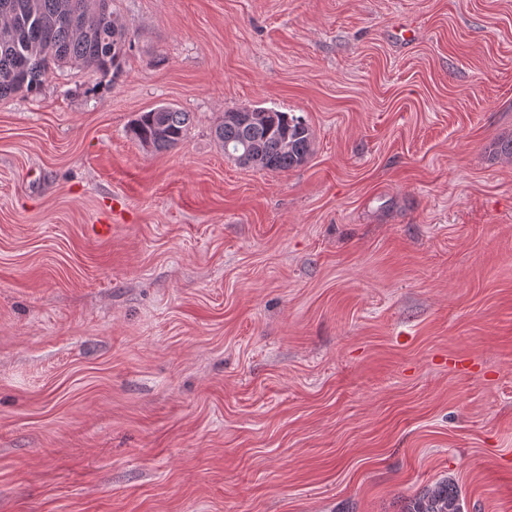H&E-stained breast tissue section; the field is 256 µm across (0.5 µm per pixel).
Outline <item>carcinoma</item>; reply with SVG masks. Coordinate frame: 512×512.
<instances>
[{
  "instance_id": "cac0c4a2",
  "label": "carcinoma",
  "mask_w": 512,
  "mask_h": 512,
  "mask_svg": "<svg viewBox=\"0 0 512 512\" xmlns=\"http://www.w3.org/2000/svg\"><path fill=\"white\" fill-rule=\"evenodd\" d=\"M131 46L130 28L112 11V0H0V99L39 92L66 64L115 77ZM189 122V113L159 106L141 113L127 134L159 152L182 141ZM214 134L224 150L257 148V168L270 172L299 168L312 152L309 125L272 108L251 120L226 116ZM405 512H463L457 484L445 479L424 489Z\"/></svg>"
}]
</instances>
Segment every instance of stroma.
Listing matches in <instances>:
<instances>
[{
	"mask_svg": "<svg viewBox=\"0 0 512 512\" xmlns=\"http://www.w3.org/2000/svg\"><path fill=\"white\" fill-rule=\"evenodd\" d=\"M0 100V512H512V0H112ZM170 105L158 152L126 133ZM303 117L239 166L226 110ZM190 115L170 106L142 112L128 127L127 134L142 146L155 151L168 150L183 140ZM260 109L251 120L226 116L216 126L214 134L221 148L249 149L257 147V168L270 172H284L305 164L312 152L313 133L309 125L288 112ZM256 109V110H258ZM405 512H463L457 484L445 479L424 489Z\"/></svg>",
	"mask_w": 512,
	"mask_h": 512,
	"instance_id": "1",
	"label": "stroma"
}]
</instances>
